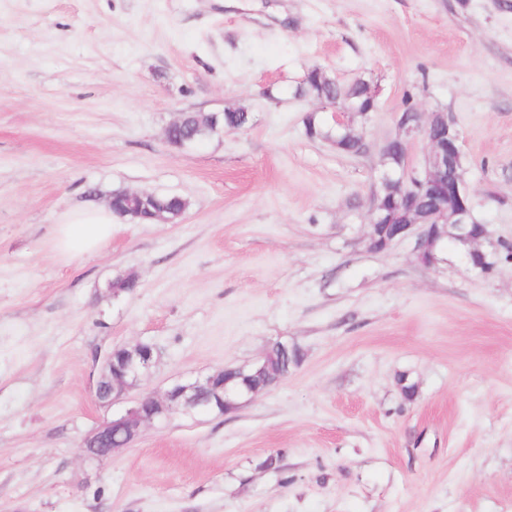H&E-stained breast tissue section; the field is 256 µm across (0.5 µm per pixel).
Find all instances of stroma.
Listing matches in <instances>:
<instances>
[{
	"instance_id": "1",
	"label": "stroma",
	"mask_w": 512,
	"mask_h": 512,
	"mask_svg": "<svg viewBox=\"0 0 512 512\" xmlns=\"http://www.w3.org/2000/svg\"><path fill=\"white\" fill-rule=\"evenodd\" d=\"M315 67L375 87L364 154L307 136ZM239 106L247 130L165 138ZM409 106L461 133L490 274L367 245ZM116 190L189 206L61 259V214ZM275 340L303 354L276 387L84 454L114 346L155 347L159 395ZM0 512H512V0H0Z\"/></svg>"
}]
</instances>
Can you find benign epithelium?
I'll return each instance as SVG.
<instances>
[{"label":"benign epithelium","instance_id":"obj_1","mask_svg":"<svg viewBox=\"0 0 512 512\" xmlns=\"http://www.w3.org/2000/svg\"><path fill=\"white\" fill-rule=\"evenodd\" d=\"M398 127L397 138L404 144H409L414 134L421 133L428 141L429 149L420 170L408 168V152L405 151L399 166L382 172L380 188L384 189L386 195L381 199L376 192L372 197L370 228H375L378 223L375 219L378 210L385 209L392 214L405 208L408 195L415 189L434 196L446 195L452 207L447 210L443 221L445 226L455 230L454 249L464 257L471 270L481 274L491 272L494 265L490 263V254L484 249V245L490 242L491 233L487 225L473 219V200L465 180L457 173L444 177L445 170L455 171L463 157L460 132L456 125L448 119V113L432 112L423 125L407 127L400 123ZM435 227L434 223L408 221L397 225L390 236L381 241L370 231L367 241L372 249L384 250L414 235L417 250L420 251L435 238ZM124 350L126 355L120 369L114 373V380L107 384L96 383L95 397L102 405L110 406L126 400L129 392L139 386L156 364L157 352L149 344L138 343L126 346ZM263 358L265 355L262 354L250 364L232 369L221 368L205 377L177 383L161 396L143 395L122 413L100 425L86 439L84 447L96 448L103 457H110L117 450L132 445L147 424L166 419L174 411L205 412L214 398L217 399L216 406H226L233 411L261 392L252 379L263 370Z\"/></svg>","mask_w":512,"mask_h":512}]
</instances>
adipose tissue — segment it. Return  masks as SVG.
<instances>
[{
  "label": "adipose tissue",
  "instance_id": "adipose-tissue-1",
  "mask_svg": "<svg viewBox=\"0 0 512 512\" xmlns=\"http://www.w3.org/2000/svg\"><path fill=\"white\" fill-rule=\"evenodd\" d=\"M114 215L104 206L75 207L59 219L54 245L59 255L75 259L99 249L112 236Z\"/></svg>",
  "mask_w": 512,
  "mask_h": 512
}]
</instances>
